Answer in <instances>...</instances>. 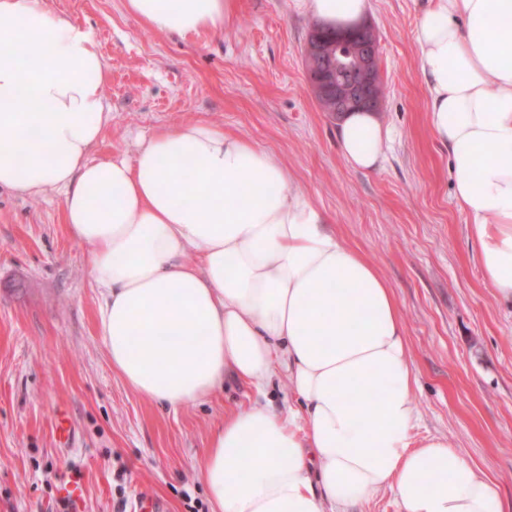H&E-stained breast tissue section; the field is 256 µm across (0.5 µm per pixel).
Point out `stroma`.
<instances>
[{"instance_id": "35a3bbf8", "label": "stroma", "mask_w": 512, "mask_h": 512, "mask_svg": "<svg viewBox=\"0 0 512 512\" xmlns=\"http://www.w3.org/2000/svg\"><path fill=\"white\" fill-rule=\"evenodd\" d=\"M395 143L379 169L350 168L306 75L313 18L297 0H238L222 34L155 32L124 0H46L92 29L107 61L110 114L92 155L133 156L163 126H223L274 154L377 266L401 304L417 377L418 436L441 435L512 512V302L482 278L452 197L448 151L431 136L413 32L422 0H371ZM100 293L87 248L66 230L63 196L0 190V512H62L58 480L81 464L84 512H209L195 470L211 427L246 408L230 380L173 411L113 371L98 337Z\"/></svg>"}]
</instances>
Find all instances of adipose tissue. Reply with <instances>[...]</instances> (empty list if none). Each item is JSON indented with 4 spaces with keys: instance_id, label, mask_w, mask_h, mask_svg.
Here are the masks:
<instances>
[{
    "instance_id": "adipose-tissue-1",
    "label": "adipose tissue",
    "mask_w": 512,
    "mask_h": 512,
    "mask_svg": "<svg viewBox=\"0 0 512 512\" xmlns=\"http://www.w3.org/2000/svg\"><path fill=\"white\" fill-rule=\"evenodd\" d=\"M328 26L370 0H302ZM160 33L219 34L236 0H125ZM427 126L483 279L512 300V0H428L414 31ZM92 32L45 0H0V189L63 193L101 294L112 369L172 409L228 379L256 398L225 412L196 471L211 512H354L390 492L401 512H504L500 487L419 415L401 305L272 153L208 123L159 129L132 159H94L108 120ZM393 142L371 112L337 148L378 168ZM192 177L178 179L184 166ZM282 375L298 410L264 399Z\"/></svg>"
}]
</instances>
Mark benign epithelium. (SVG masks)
<instances>
[{"mask_svg": "<svg viewBox=\"0 0 512 512\" xmlns=\"http://www.w3.org/2000/svg\"><path fill=\"white\" fill-rule=\"evenodd\" d=\"M379 62V41L368 21L336 28L331 42L319 25L312 27L306 45V72L311 87L333 117L359 109L380 110L382 97L374 90Z\"/></svg>", "mask_w": 512, "mask_h": 512, "instance_id": "7a95c632", "label": "benign epithelium"}]
</instances>
